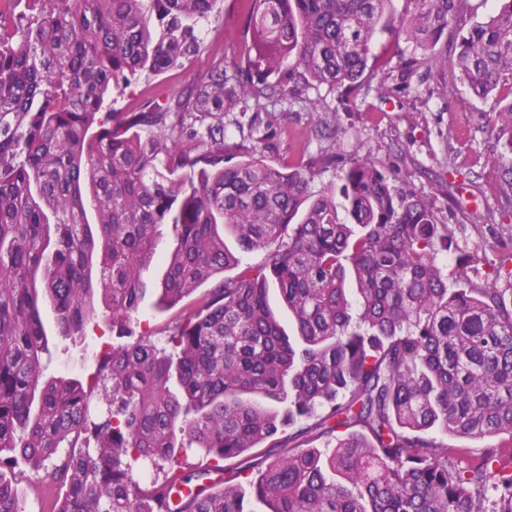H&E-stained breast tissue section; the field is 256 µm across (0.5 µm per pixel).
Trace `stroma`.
Wrapping results in <instances>:
<instances>
[{
	"label": "stroma",
	"instance_id": "1",
	"mask_svg": "<svg viewBox=\"0 0 512 512\" xmlns=\"http://www.w3.org/2000/svg\"><path fill=\"white\" fill-rule=\"evenodd\" d=\"M248 8L247 0H221L217 16L204 26L206 38L198 54L162 75H137L127 87L111 92L112 108L141 111L148 100L203 80L214 64L237 55L247 38L242 19ZM372 50L383 64L370 78L372 92L349 102L339 89L307 90V98L321 106L322 115L297 107L272 114L225 113L227 155L242 158L256 145L261 146L266 161L275 165L298 164L329 150L340 159L357 152L370 155L433 203L441 219L454 230L457 254L496 258L503 246H512V216L503 215L499 207L501 178L486 164L491 151L503 148L494 132L499 98H478L460 83L443 88L435 72L400 81L396 48L388 34H378ZM382 81L395 89L390 98H381L374 90ZM320 119L326 121L327 128L318 134L314 126ZM162 274L159 261L144 271L148 294L131 322L135 334L156 341L167 336L205 294L200 288L179 305L158 309L153 290ZM41 316L52 337L46 377L89 380L99 351L111 342V335L91 327L85 344L75 345L55 338V311L50 303H43ZM12 482L28 512H46L50 498L57 493L49 479L32 476L24 465L16 468Z\"/></svg>",
	"mask_w": 512,
	"mask_h": 512
}]
</instances>
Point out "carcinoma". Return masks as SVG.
I'll use <instances>...</instances> for the list:
<instances>
[{"mask_svg": "<svg viewBox=\"0 0 512 512\" xmlns=\"http://www.w3.org/2000/svg\"><path fill=\"white\" fill-rule=\"evenodd\" d=\"M15 2L31 15L0 12V512H26L6 479L20 459L64 489L49 512H512V253L475 283L474 257L439 265L453 236L433 205L368 155L339 170L343 219L312 168L258 150L231 162L223 122L312 84L359 95L378 31L415 47L397 51L401 77L445 69L433 50L452 28L443 83L508 99V153L488 163L509 213L512 0L472 25L468 0H412L407 19L390 0H250L243 58L142 112L104 110L110 89L200 52L221 0ZM288 57V78L271 79ZM164 226L155 306L211 288L160 348L130 323ZM227 234L264 262L240 267ZM43 297L59 338L81 342L99 298L128 339L104 345L88 384L43 379ZM434 432L508 443L472 453ZM193 447L209 464L186 466ZM139 460L161 476L136 481Z\"/></svg>", "mask_w": 512, "mask_h": 512, "instance_id": "obj_1", "label": "carcinoma"}]
</instances>
